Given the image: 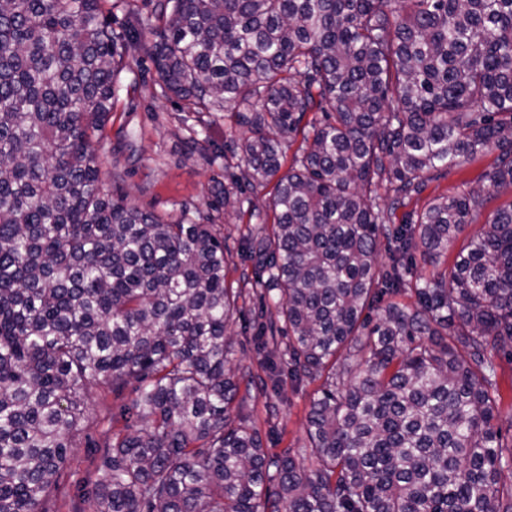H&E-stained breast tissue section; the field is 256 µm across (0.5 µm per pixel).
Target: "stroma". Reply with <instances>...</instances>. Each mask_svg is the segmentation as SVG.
<instances>
[{
	"instance_id": "obj_1",
	"label": "stroma",
	"mask_w": 512,
	"mask_h": 512,
	"mask_svg": "<svg viewBox=\"0 0 512 512\" xmlns=\"http://www.w3.org/2000/svg\"><path fill=\"white\" fill-rule=\"evenodd\" d=\"M204 129L212 152L220 154L225 142L241 134L227 111L196 114L181 111L178 104L163 97L160 80L142 48L129 47L126 67L119 74L107 124L108 136L95 145L105 171L124 170L122 186L134 203L168 220L177 219L183 208L206 211L214 178L224 175L223 160L209 162L189 154V128ZM494 160L485 153L460 168L449 169L430 183L421 200L411 209L423 208L425 201L453 195L477 185ZM314 385L284 383L280 396L255 395L248 401L252 419L260 433L281 431L282 438L271 443L272 452H299L307 443V414ZM63 470L59 488L48 503L50 512H73L84 484L102 480L103 472L93 464L91 449L84 438L76 440Z\"/></svg>"
}]
</instances>
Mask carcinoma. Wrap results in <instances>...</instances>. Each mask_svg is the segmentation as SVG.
Listing matches in <instances>:
<instances>
[{
	"instance_id": "cac0c4a2",
	"label": "carcinoma",
	"mask_w": 512,
	"mask_h": 512,
	"mask_svg": "<svg viewBox=\"0 0 512 512\" xmlns=\"http://www.w3.org/2000/svg\"><path fill=\"white\" fill-rule=\"evenodd\" d=\"M103 2L0 0V512H49L93 386L130 399L86 435L89 512H512V201L413 272L512 189V0H149L122 35ZM143 36L182 110L247 105L212 203L255 219L236 288L215 217L106 187L92 140ZM490 150L488 185L395 222ZM245 288L262 377L233 365ZM285 377L320 382L298 455L247 410ZM511 199L510 189L501 190L498 194L491 193V198L486 205L476 213L472 226L469 227L465 234H471L477 230L481 224L500 206L507 204ZM496 362L498 363V375L503 384L505 390V401L503 405V413L502 420L500 421L502 438L505 443H510L512 441V425L510 423V416L508 413V389L510 386V381L512 379V364L510 361L504 358H496Z\"/></svg>"
}]
</instances>
